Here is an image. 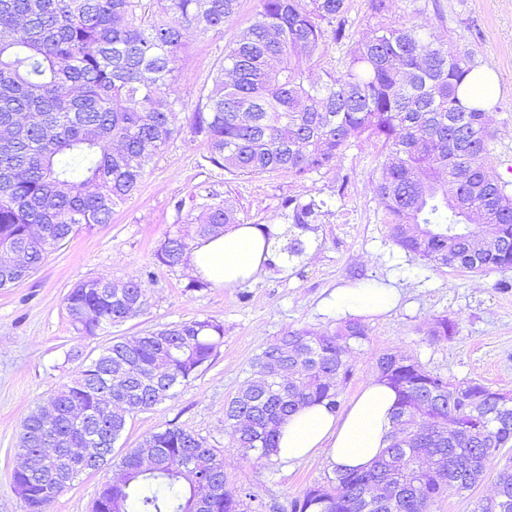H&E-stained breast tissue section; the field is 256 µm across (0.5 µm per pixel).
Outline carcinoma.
Listing matches in <instances>:
<instances>
[{"mask_svg": "<svg viewBox=\"0 0 512 512\" xmlns=\"http://www.w3.org/2000/svg\"><path fill=\"white\" fill-rule=\"evenodd\" d=\"M393 0H370L374 23L335 67L328 40L345 37L348 0H261L253 23L224 54L214 89L185 116L207 145L206 165L235 176L286 174L295 180L336 163L360 135L381 146L375 192L391 240L440 268L472 272L512 268V192L485 163L492 134L488 109L460 95L478 67L471 54L403 17ZM237 0H0V289L26 280L82 229L109 224L138 189L146 168L181 129L171 96L189 30L220 33ZM293 207L309 228L324 202ZM173 229L155 263L187 264L193 243L238 223L212 196L175 202ZM153 276L116 290L104 277L81 279L64 302L80 337L142 314ZM443 316L429 335L446 338ZM369 330L349 319L334 331L289 330L251 363L252 373L224 405V427L243 454L271 460L283 419L323 404L334 412L352 376L347 353ZM224 344V324L195 319L116 339L49 399L61 413L68 448L93 437L113 447L127 416L175 397ZM123 368L118 386L109 369ZM377 378L398 394L389 448L365 470L334 473L291 501V512H430L447 493L474 489L495 454L512 442V401L481 384L456 383L410 355L386 351ZM110 411L97 419L104 397ZM18 447L57 448L36 411L20 425ZM195 459L203 476L183 469ZM118 466L122 482H104L93 512H263L256 495L229 486L224 460L207 441L172 425L144 437ZM23 512L50 498L40 477L23 470ZM223 488L210 493L212 485ZM474 512H512V464L496 472L494 496Z\"/></svg>", "mask_w": 512, "mask_h": 512, "instance_id": "cac0c4a2", "label": "carcinoma"}]
</instances>
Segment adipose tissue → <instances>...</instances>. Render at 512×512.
Instances as JSON below:
<instances>
[{
    "label": "adipose tissue",
    "instance_id": "1",
    "mask_svg": "<svg viewBox=\"0 0 512 512\" xmlns=\"http://www.w3.org/2000/svg\"><path fill=\"white\" fill-rule=\"evenodd\" d=\"M272 242L253 224H236L202 241L189 265L215 286L236 288L250 281L267 262ZM399 296L394 288H340L334 305L340 314H375L390 310ZM398 396L387 384L371 380L341 414L315 404L299 409L280 426L275 457L296 462L325 453L331 468H369L388 448Z\"/></svg>",
    "mask_w": 512,
    "mask_h": 512
}]
</instances>
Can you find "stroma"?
<instances>
[{"label": "stroma", "mask_w": 512, "mask_h": 512, "mask_svg": "<svg viewBox=\"0 0 512 512\" xmlns=\"http://www.w3.org/2000/svg\"><path fill=\"white\" fill-rule=\"evenodd\" d=\"M259 0H239L219 35L187 32L178 63V112L193 111L212 90L224 52L251 24ZM393 13L423 29L447 36L448 44L472 51L482 67L495 72L500 90L488 115L493 134L492 167L512 182V0H394ZM206 145L182 128L154 157L138 190L118 206L112 221L81 230L21 284L0 289V512H22L12 487L18 463V432L23 419L63 384L69 383L112 339L194 319L213 318L224 325V343L212 365L175 398L127 419L114 457L124 456L142 438L174 424L206 438L224 460L231 486L255 494L264 512H290L291 501L312 486L326 484L332 471L325 454L293 464L243 456L224 428V404L249 375L252 358L286 331L311 326L334 329L341 321L330 304L336 289L382 282L399 288L398 303L387 313L366 318L369 340L353 346L348 361L353 375L338 400L348 407L376 376L383 351L405 352L431 372L456 382H480L512 392V270L474 273L435 268L396 246L375 194L383 161L374 144L354 139L335 166L295 180L285 174L236 177L204 166ZM211 194L234 206L244 224H274V258L248 284L238 288L187 290L186 267L155 265L154 253L176 220L174 203ZM325 199L327 212L312 229L293 226L288 198ZM303 251L288 255L291 240ZM154 271L146 310L94 337L74 333L64 298L84 278L125 281ZM445 316L457 324L453 336L435 340L429 325ZM77 350L78 358L65 354ZM512 458L501 449L492 471L473 491L446 495L432 512H473L478 500L492 496L494 472ZM111 469L79 475L51 501L46 512H92Z\"/></svg>", "instance_id": "stroma-1"}]
</instances>
